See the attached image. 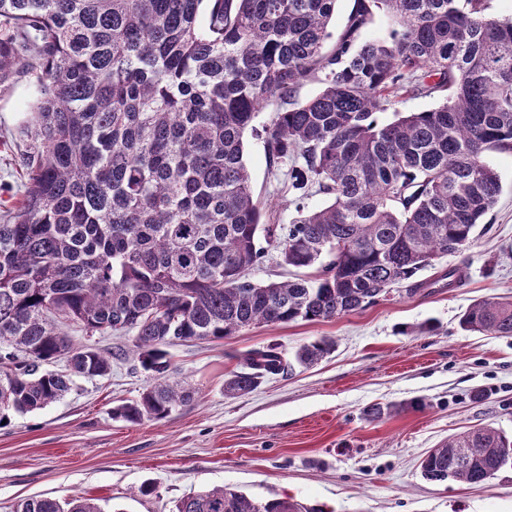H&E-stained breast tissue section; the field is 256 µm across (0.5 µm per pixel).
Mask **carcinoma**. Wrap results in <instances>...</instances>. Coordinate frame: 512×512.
Instances as JSON below:
<instances>
[{
	"label": "carcinoma",
	"instance_id": "obj_1",
	"mask_svg": "<svg viewBox=\"0 0 512 512\" xmlns=\"http://www.w3.org/2000/svg\"><path fill=\"white\" fill-rule=\"evenodd\" d=\"M0 0V84L28 72L39 96L21 133L27 181L0 222V428L42 410L77 377L107 375L112 353L76 344L126 336L147 384L112 408L161 420L194 392L172 380L169 348L256 325L327 321L392 292L431 287L420 272L468 250L501 193L490 151L512 150V17L490 0ZM381 12L385 38L364 40ZM309 80L322 84L299 100ZM446 101L391 122L401 95ZM265 129L269 171L297 216L264 219L244 162ZM330 203L307 208L312 192ZM275 251L295 278L250 272ZM462 330L512 337V302L469 305ZM322 336L294 353L312 365ZM287 362L277 343L249 351L224 392L246 395ZM423 479L480 485L512 469V437L486 425L448 437ZM14 512H103L93 498H26ZM176 512H320L229 488Z\"/></svg>",
	"mask_w": 512,
	"mask_h": 512
}]
</instances>
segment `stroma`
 Masks as SVG:
<instances>
[{"label":"stroma","mask_w":512,"mask_h":512,"mask_svg":"<svg viewBox=\"0 0 512 512\" xmlns=\"http://www.w3.org/2000/svg\"><path fill=\"white\" fill-rule=\"evenodd\" d=\"M35 99V79L0 84V215L24 189L21 135ZM261 112L245 135L252 188L278 223L294 210L268 172ZM502 192L470 250L441 259L462 268L455 288H428L329 321L258 325L230 339L176 345V380L193 399L167 418L132 425L111 410L147 383L133 360L109 374L80 378L47 408L14 416L0 428V512L25 497L97 499L104 512H175L184 496L226 487L254 500L291 498L320 512H512V469L481 486L433 483L420 460L451 435L486 424L512 433V337L463 332L474 301L512 299V153L489 152ZM431 322L423 334L415 328ZM320 336L336 350L311 367L267 378L250 394L225 395L224 381L245 353L270 343L292 356ZM421 401L369 419L374 404ZM150 494H141L142 484Z\"/></svg>","instance_id":"obj_1"}]
</instances>
